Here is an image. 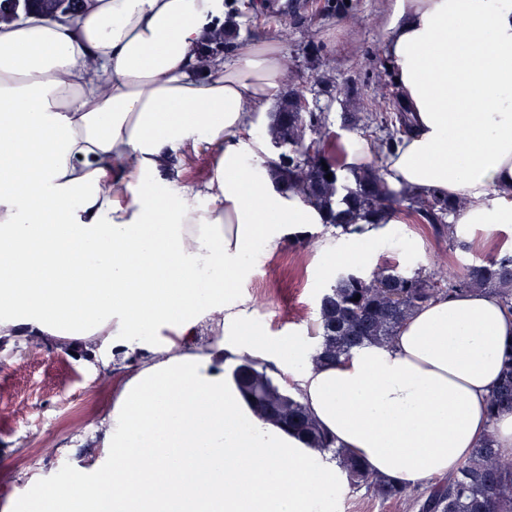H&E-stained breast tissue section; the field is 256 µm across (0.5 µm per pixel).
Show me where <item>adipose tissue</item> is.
Instances as JSON below:
<instances>
[{
	"mask_svg": "<svg viewBox=\"0 0 512 512\" xmlns=\"http://www.w3.org/2000/svg\"><path fill=\"white\" fill-rule=\"evenodd\" d=\"M226 0H82L76 19L0 22V341L51 337L142 363L95 437L103 457L16 512H333L329 453L258 419L224 362L276 366L337 444L376 475L447 476L486 434L512 456V414L487 399L512 314L443 295L392 346L314 368L268 341L234 287L257 243L326 221L270 175L260 122L287 79L284 48L201 60ZM385 53L407 130L383 157L396 190L464 200L454 218L512 224V0H388ZM212 163L196 185L177 161ZM212 159L213 154L210 151L199 150L178 160L177 168L181 171L183 182L192 184L204 179Z\"/></svg>",
	"mask_w": 512,
	"mask_h": 512,
	"instance_id": "adipose-tissue-1",
	"label": "adipose tissue"
}]
</instances>
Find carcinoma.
Returning <instances> with one entry per match:
<instances>
[{"label": "carcinoma", "mask_w": 512, "mask_h": 512, "mask_svg": "<svg viewBox=\"0 0 512 512\" xmlns=\"http://www.w3.org/2000/svg\"><path fill=\"white\" fill-rule=\"evenodd\" d=\"M236 31L213 32L201 47L207 58L224 52ZM298 91L286 92L269 113L265 131L278 149L276 175L309 203L327 214V224L344 233L360 224L388 223L397 211L415 214L452 241L455 225L449 217L464 202H451L435 193L394 190L382 178L380 168H350L329 155L316 135L324 124L323 113L301 112ZM380 113L378 150L390 148L405 132V111L392 95L384 100ZM332 173V179L325 178ZM481 292L498 299L512 314V256H490L467 267L458 279L440 287L438 281L421 272H408L384 264L371 276L340 272L319 301L316 336L317 364L348 357L366 343L391 345L406 320L437 296ZM359 300H354V297ZM238 389L248 397L254 414L280 425L302 438L311 448L326 449L344 474L349 486H372L385 499L410 495L406 485H396L370 474L363 461L346 448L335 445L299 396L276 383L259 360L245 357L232 372ZM512 414V350L505 352L500 379L488 397V414ZM425 512H512V457L502 456L492 435L472 449L468 460L455 474L430 486Z\"/></svg>", "instance_id": "obj_1"}]
</instances>
